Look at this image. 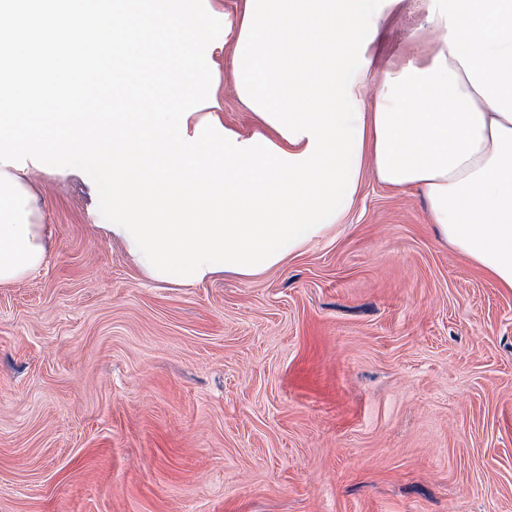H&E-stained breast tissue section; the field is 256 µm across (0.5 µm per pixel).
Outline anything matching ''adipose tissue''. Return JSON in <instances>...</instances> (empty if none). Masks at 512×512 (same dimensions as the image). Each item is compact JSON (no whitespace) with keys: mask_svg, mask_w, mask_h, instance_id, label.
<instances>
[{"mask_svg":"<svg viewBox=\"0 0 512 512\" xmlns=\"http://www.w3.org/2000/svg\"><path fill=\"white\" fill-rule=\"evenodd\" d=\"M441 37L424 59L383 71L361 100L358 166L396 189H421L442 239L499 287L512 289V0H435ZM37 196L0 164V284L27 278L47 247Z\"/></svg>","mask_w":512,"mask_h":512,"instance_id":"obj_1","label":"adipose tissue"}]
</instances>
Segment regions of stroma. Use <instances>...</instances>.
Instances as JSON below:
<instances>
[{"label": "stroma", "mask_w": 512, "mask_h": 512, "mask_svg": "<svg viewBox=\"0 0 512 512\" xmlns=\"http://www.w3.org/2000/svg\"><path fill=\"white\" fill-rule=\"evenodd\" d=\"M388 10L390 64L433 47ZM224 71L222 124L259 127ZM48 250L0 284V512H512V290L366 174L280 267L151 280L83 173L29 169Z\"/></svg>", "instance_id": "stroma-1"}]
</instances>
